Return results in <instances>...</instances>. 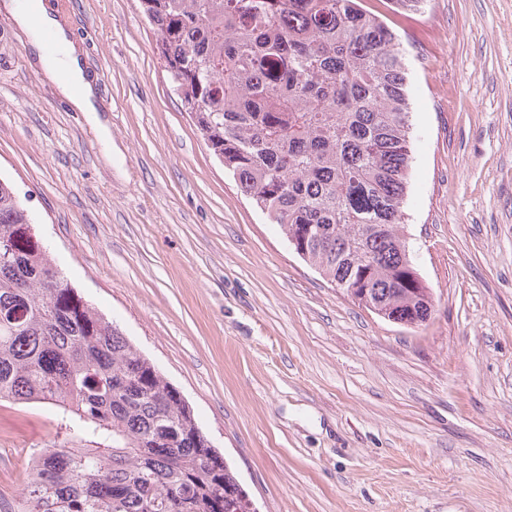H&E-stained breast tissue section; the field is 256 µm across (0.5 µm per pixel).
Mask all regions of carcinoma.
<instances>
[{
    "label": "carcinoma",
    "instance_id": "cac0c4a2",
    "mask_svg": "<svg viewBox=\"0 0 512 512\" xmlns=\"http://www.w3.org/2000/svg\"><path fill=\"white\" fill-rule=\"evenodd\" d=\"M204 142L302 259L389 317L434 309L400 234L411 107L398 35L361 0H140ZM57 409L5 512H251L177 388L61 277L0 181V401Z\"/></svg>",
    "mask_w": 512,
    "mask_h": 512
}]
</instances>
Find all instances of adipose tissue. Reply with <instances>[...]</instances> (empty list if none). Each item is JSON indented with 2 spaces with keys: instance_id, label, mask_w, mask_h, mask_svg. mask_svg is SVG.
<instances>
[{
  "instance_id": "adipose-tissue-1",
  "label": "adipose tissue",
  "mask_w": 512,
  "mask_h": 512,
  "mask_svg": "<svg viewBox=\"0 0 512 512\" xmlns=\"http://www.w3.org/2000/svg\"><path fill=\"white\" fill-rule=\"evenodd\" d=\"M0 8L29 35L41 72L59 80L60 92L72 107L80 112L95 111V85L58 14L45 0H0Z\"/></svg>"
}]
</instances>
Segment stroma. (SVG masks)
Listing matches in <instances>:
<instances>
[{
  "label": "stroma",
  "mask_w": 512,
  "mask_h": 512,
  "mask_svg": "<svg viewBox=\"0 0 512 512\" xmlns=\"http://www.w3.org/2000/svg\"><path fill=\"white\" fill-rule=\"evenodd\" d=\"M49 2L101 110L70 107L0 14V180L257 512H512V0H364L409 72L403 239L434 299L412 326L359 306L240 191L139 0ZM55 419L0 401V504L22 498Z\"/></svg>",
  "instance_id": "stroma-1"
}]
</instances>
